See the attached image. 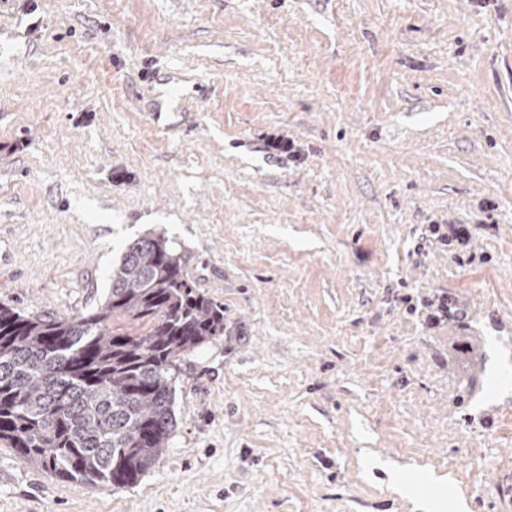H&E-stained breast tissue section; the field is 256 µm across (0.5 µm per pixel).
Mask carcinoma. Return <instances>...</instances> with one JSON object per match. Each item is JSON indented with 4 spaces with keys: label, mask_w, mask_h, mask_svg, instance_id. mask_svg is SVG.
Returning a JSON list of instances; mask_svg holds the SVG:
<instances>
[{
    "label": "carcinoma",
    "mask_w": 512,
    "mask_h": 512,
    "mask_svg": "<svg viewBox=\"0 0 512 512\" xmlns=\"http://www.w3.org/2000/svg\"><path fill=\"white\" fill-rule=\"evenodd\" d=\"M162 233L133 240L96 309L30 317L0 306V443L63 480L129 486L167 448L175 369L224 335Z\"/></svg>",
    "instance_id": "1"
}]
</instances>
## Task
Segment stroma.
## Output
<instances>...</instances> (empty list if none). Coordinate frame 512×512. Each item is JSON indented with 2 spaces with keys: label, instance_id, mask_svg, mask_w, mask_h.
<instances>
[{
  "label": "stroma",
  "instance_id": "stroma-1",
  "mask_svg": "<svg viewBox=\"0 0 512 512\" xmlns=\"http://www.w3.org/2000/svg\"><path fill=\"white\" fill-rule=\"evenodd\" d=\"M152 230L224 306L166 450L0 447V512H411L367 456L512 512V0H0V305L84 313ZM425 231L431 237L444 241L448 245L456 242L458 245L467 246L471 238L468 227L456 224H428Z\"/></svg>",
  "mask_w": 512,
  "mask_h": 512
}]
</instances>
